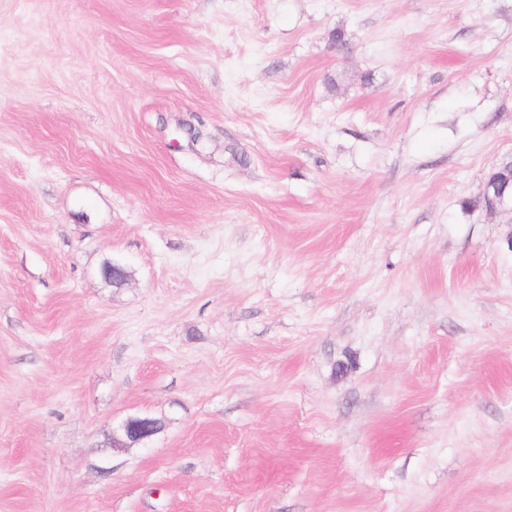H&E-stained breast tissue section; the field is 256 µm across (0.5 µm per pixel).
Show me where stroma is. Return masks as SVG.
Returning a JSON list of instances; mask_svg holds the SVG:
<instances>
[{
    "label": "stroma",
    "mask_w": 512,
    "mask_h": 512,
    "mask_svg": "<svg viewBox=\"0 0 512 512\" xmlns=\"http://www.w3.org/2000/svg\"><path fill=\"white\" fill-rule=\"evenodd\" d=\"M506 158L512 0H0V512H512ZM491 193L493 194L491 198L493 205L504 204L508 200L512 202V171L510 176L494 178L485 183L484 194L489 196ZM160 428L159 421L148 416L128 418L122 425L125 447L145 444L159 432Z\"/></svg>",
    "instance_id": "1"
}]
</instances>
